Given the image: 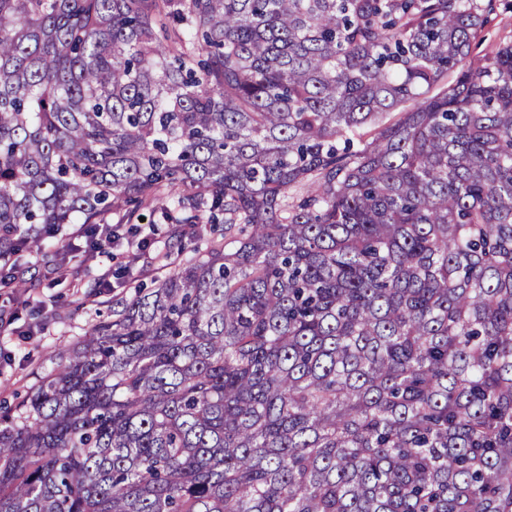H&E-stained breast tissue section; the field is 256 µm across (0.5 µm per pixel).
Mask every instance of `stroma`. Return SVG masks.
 I'll return each mask as SVG.
<instances>
[{
	"label": "stroma",
	"mask_w": 512,
	"mask_h": 512,
	"mask_svg": "<svg viewBox=\"0 0 512 512\" xmlns=\"http://www.w3.org/2000/svg\"><path fill=\"white\" fill-rule=\"evenodd\" d=\"M512 43V0H496V9L472 43L471 54L482 57L503 43ZM65 271L53 272L45 260L33 256L19 263L29 286L25 291L0 288V318L9 322L0 331V401L17 405L36 379L52 368L55 347L82 337L112 299L128 293L136 267L125 248L110 257L92 250L86 240L72 241ZM96 296H89V289Z\"/></svg>",
	"instance_id": "1"
}]
</instances>
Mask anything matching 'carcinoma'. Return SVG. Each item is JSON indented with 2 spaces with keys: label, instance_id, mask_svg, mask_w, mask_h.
Listing matches in <instances>:
<instances>
[{
  "label": "carcinoma",
  "instance_id": "cac0c4a2",
  "mask_svg": "<svg viewBox=\"0 0 512 512\" xmlns=\"http://www.w3.org/2000/svg\"><path fill=\"white\" fill-rule=\"evenodd\" d=\"M492 6L0 0V285L141 207L172 266L0 414V512H512Z\"/></svg>",
  "mask_w": 512,
  "mask_h": 512
}]
</instances>
